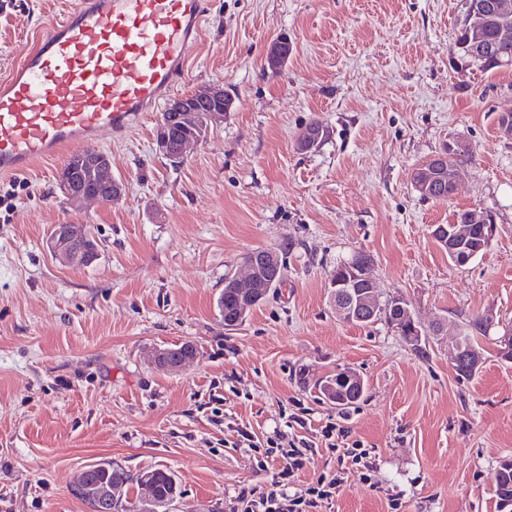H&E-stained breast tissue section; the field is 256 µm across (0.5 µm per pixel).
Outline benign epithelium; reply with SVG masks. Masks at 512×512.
<instances>
[{"mask_svg": "<svg viewBox=\"0 0 512 512\" xmlns=\"http://www.w3.org/2000/svg\"><path fill=\"white\" fill-rule=\"evenodd\" d=\"M464 47L469 56L485 65L509 62L512 56L508 55L507 49L512 47V26L499 24L494 46L484 44L480 32L474 31L467 36ZM231 106L232 100L227 97L222 82L176 98L168 107L169 116L160 121L157 129L160 151L176 161L182 160L186 147L200 139V127L224 115ZM434 162L433 168L420 171L414 176L416 190L425 196L431 194L437 180L448 184V189L455 190L454 166L448 164L447 156L439 155L434 158ZM75 163L86 173L89 186L78 187L66 178L61 179L59 189L67 199L77 201L90 198L110 205L122 197L124 185L112 175V158L109 155L80 154L75 158ZM493 230L494 221L490 214L478 215L472 212L466 216L465 223L457 222L452 225V231H439L437 236L455 263L466 264L488 246ZM48 245L52 257L66 263L89 266L99 257L97 241L89 234H75L70 224L53 225ZM246 266V275L228 280L234 304L231 316L233 325L239 324L249 311L263 302L283 278L276 254L269 249L250 254ZM331 287L334 288L336 310L345 321L369 322L378 316L382 305L377 285L363 271L354 270L350 276L334 278ZM194 356V347L185 346L176 353L159 350L153 355V362L166 368L179 369ZM449 358L453 368L461 371H474L480 363L478 352L464 354L456 346L449 350ZM363 388V379L351 372L345 373L337 384H325L327 396L334 401H346L361 393ZM137 477L139 488L145 491L141 501L153 504L149 512H169L170 503L156 500L153 477L143 472L138 473ZM72 491L84 500L88 512H112V498L117 496L112 484L105 481L96 484L90 481L76 483Z\"/></svg>", "mask_w": 512, "mask_h": 512, "instance_id": "obj_1", "label": "benign epithelium"}]
</instances>
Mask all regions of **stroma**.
<instances>
[{
  "label": "stroma",
  "mask_w": 512,
  "mask_h": 512,
  "mask_svg": "<svg viewBox=\"0 0 512 512\" xmlns=\"http://www.w3.org/2000/svg\"><path fill=\"white\" fill-rule=\"evenodd\" d=\"M70 0H0V81ZM179 94L223 82L233 104L180 165L160 152V115L103 136L124 185L114 205H72L58 187L66 156L0 174L13 212L0 223V512H86L71 492L82 468L109 459L177 481L171 512H227L264 493L261 463L286 436L313 455L288 482L308 498L342 475L320 512H497L492 476L512 459V67L481 70L456 45L461 0H207ZM291 54L271 68L270 44ZM323 139L299 141L309 124ZM467 154L446 199L414 187L421 163ZM492 214L495 233L467 265L433 229L457 212ZM92 232L88 267L52 259L53 225ZM283 256L282 282L236 326L216 302L255 249ZM362 254L382 300H405L422 336L384 321H343L331 288ZM491 317L484 362L458 377L448 350L468 320ZM177 371L151 366L183 343ZM353 370L359 404L339 409L316 381ZM335 426L329 450L325 426ZM360 444L369 471L340 467ZM195 356V349L192 346H185L181 348L177 353L159 350L153 355V362L157 365L179 369L183 367L186 362L193 359Z\"/></svg>",
  "instance_id": "obj_1"
}]
</instances>
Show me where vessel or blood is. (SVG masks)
I'll return each mask as SVG.
<instances>
[{
    "mask_svg": "<svg viewBox=\"0 0 512 512\" xmlns=\"http://www.w3.org/2000/svg\"><path fill=\"white\" fill-rule=\"evenodd\" d=\"M206 0H74L0 84V174L125 132L176 91Z\"/></svg>",
    "mask_w": 512,
    "mask_h": 512,
    "instance_id": "b4317fda",
    "label": "vessel or blood"
}]
</instances>
